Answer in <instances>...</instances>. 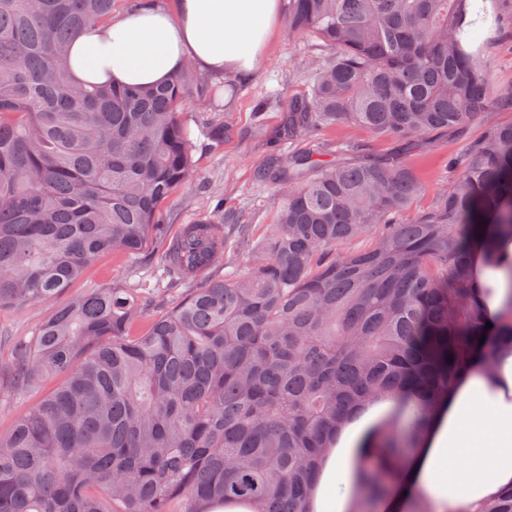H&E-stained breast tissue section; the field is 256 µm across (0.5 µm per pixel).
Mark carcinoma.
<instances>
[{
	"label": "carcinoma",
	"instance_id": "obj_1",
	"mask_svg": "<svg viewBox=\"0 0 512 512\" xmlns=\"http://www.w3.org/2000/svg\"><path fill=\"white\" fill-rule=\"evenodd\" d=\"M512 0H288V31L331 53L288 98L279 139L358 125L398 151L364 162L270 156L277 221L239 269L176 297L145 332L130 288H94L15 348L0 389L60 384L0 436V512H312V477L348 413L414 386L435 400L490 354L470 254L512 237V84L486 53L512 37ZM113 0H0V307L60 295L106 251L155 243L178 282L227 264L214 214L170 237L160 205L193 182L178 108L208 89L187 67L156 87L79 85L71 50ZM453 185L426 211L409 162L465 136ZM453 360H448V357ZM424 407L383 430L405 453ZM352 512H375L396 471L370 456ZM480 512H512V491Z\"/></svg>",
	"mask_w": 512,
	"mask_h": 512
}]
</instances>
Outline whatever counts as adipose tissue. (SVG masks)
I'll use <instances>...</instances> for the list:
<instances>
[{
  "label": "adipose tissue",
  "instance_id": "ef3b65f1",
  "mask_svg": "<svg viewBox=\"0 0 512 512\" xmlns=\"http://www.w3.org/2000/svg\"><path fill=\"white\" fill-rule=\"evenodd\" d=\"M280 0H176L92 27L73 43L76 82L156 86L184 65L206 75L248 80L259 71L280 21ZM503 268H480L475 302L499 320L512 299ZM406 398L383 396L352 416L322 460L313 512H349L357 491L358 459L377 448L378 426ZM398 480L379 512H411L424 496L437 512H479L512 486V338L501 337L490 356L471 357L446 396L429 406L423 436L394 462Z\"/></svg>",
  "mask_w": 512,
  "mask_h": 512
}]
</instances>
